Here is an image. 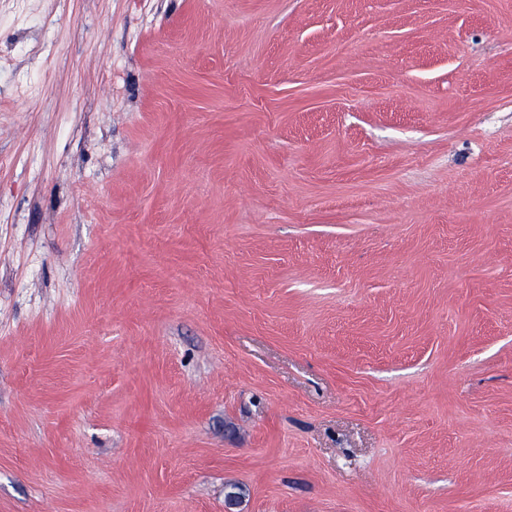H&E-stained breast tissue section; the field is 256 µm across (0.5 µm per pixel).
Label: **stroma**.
<instances>
[{
    "instance_id": "35a3bbf8",
    "label": "stroma",
    "mask_w": 512,
    "mask_h": 512,
    "mask_svg": "<svg viewBox=\"0 0 512 512\" xmlns=\"http://www.w3.org/2000/svg\"><path fill=\"white\" fill-rule=\"evenodd\" d=\"M512 512V0H0V512Z\"/></svg>"
}]
</instances>
